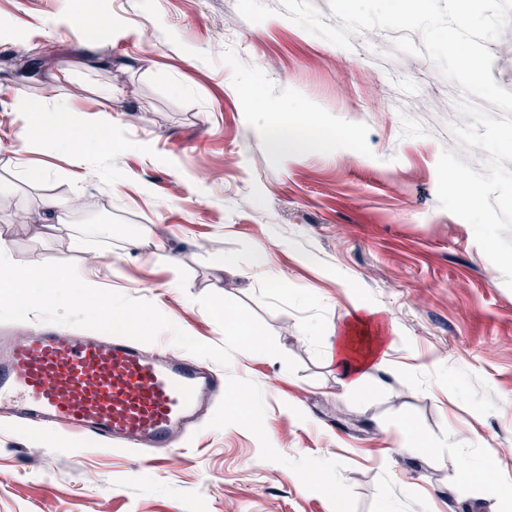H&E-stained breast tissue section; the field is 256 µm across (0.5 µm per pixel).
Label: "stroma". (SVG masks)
<instances>
[{"mask_svg":"<svg viewBox=\"0 0 512 512\" xmlns=\"http://www.w3.org/2000/svg\"><path fill=\"white\" fill-rule=\"evenodd\" d=\"M263 2L275 13L253 23L236 0H0V178L17 189L0 197V232L14 262H72L218 345L196 299L215 255L234 256L223 296L284 353L234 352L237 400L160 461L1 417L0 512H331L337 494L345 512H512L493 492L512 484V290L437 197L448 114L467 96L426 56L394 51L395 31L345 49ZM87 12L107 29L80 28ZM40 44L51 57L15 76L9 60ZM256 85L260 108L246 104ZM107 94L112 141L80 180L17 117L20 98L65 101L91 125ZM422 95L434 111H417ZM277 123L330 138L278 152ZM47 195L101 206L41 238L16 217ZM358 306L393 339L362 395L322 333ZM406 431L427 447L396 451ZM464 461L482 477L464 478Z\"/></svg>","mask_w":512,"mask_h":512,"instance_id":"1","label":"stroma"}]
</instances>
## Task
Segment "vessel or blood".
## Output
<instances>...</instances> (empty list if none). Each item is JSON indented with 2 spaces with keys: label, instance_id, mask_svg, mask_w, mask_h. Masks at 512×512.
<instances>
[{
  "label": "vessel or blood",
  "instance_id": "1",
  "mask_svg": "<svg viewBox=\"0 0 512 512\" xmlns=\"http://www.w3.org/2000/svg\"><path fill=\"white\" fill-rule=\"evenodd\" d=\"M226 395L222 372L96 330L0 336V415L146 457L170 455Z\"/></svg>",
  "mask_w": 512,
  "mask_h": 512
}]
</instances>
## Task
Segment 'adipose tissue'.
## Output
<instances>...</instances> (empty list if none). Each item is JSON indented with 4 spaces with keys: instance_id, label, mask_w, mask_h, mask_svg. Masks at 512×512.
Here are the masks:
<instances>
[{
    "instance_id": "obj_1",
    "label": "adipose tissue",
    "mask_w": 512,
    "mask_h": 512,
    "mask_svg": "<svg viewBox=\"0 0 512 512\" xmlns=\"http://www.w3.org/2000/svg\"><path fill=\"white\" fill-rule=\"evenodd\" d=\"M20 105V118L29 137L60 136L62 148L76 169H83L92 146L112 140L111 116H104L87 128L76 122L70 104L51 105L42 100L24 99ZM374 328L372 320L356 315L344 327L329 326L325 337L328 362L336 365L344 386L359 393L366 390L370 373L386 361V339L375 333ZM358 332L365 336V348L355 346L354 335Z\"/></svg>"
}]
</instances>
